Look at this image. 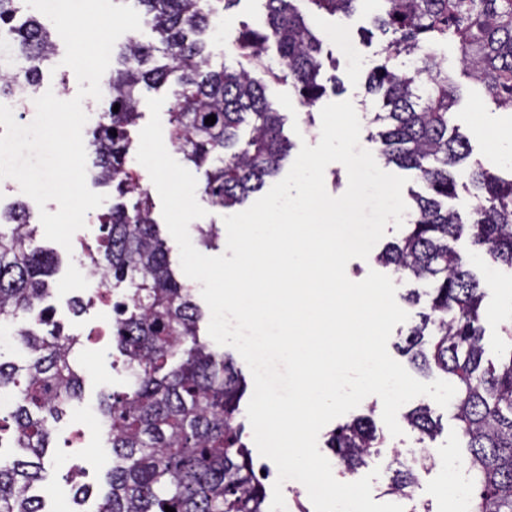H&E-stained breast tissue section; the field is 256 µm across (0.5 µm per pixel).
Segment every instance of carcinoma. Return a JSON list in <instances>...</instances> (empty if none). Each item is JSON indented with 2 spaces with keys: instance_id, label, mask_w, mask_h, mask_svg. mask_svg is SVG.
Returning a JSON list of instances; mask_svg holds the SVG:
<instances>
[{
  "instance_id": "obj_1",
  "label": "carcinoma",
  "mask_w": 512,
  "mask_h": 512,
  "mask_svg": "<svg viewBox=\"0 0 512 512\" xmlns=\"http://www.w3.org/2000/svg\"><path fill=\"white\" fill-rule=\"evenodd\" d=\"M241 0H132L149 19L155 42L131 37L107 80L109 103L92 133L96 179L112 184L118 200L97 216L102 235L84 251V265L100 281L131 288L112 302V335L129 376L126 390L104 392L98 410L111 448L109 491L97 512H267L241 426L236 424L246 381L231 358L212 352L199 336L201 309L171 268L159 239L152 203L139 172L129 165L130 128L143 92L175 82L168 111L171 142L204 169L203 191L215 207L243 204L276 175L292 147L283 118L272 108L256 66L269 42L298 91L312 107L325 93L321 43L304 5L332 16L350 15L364 0H263L266 27L244 28L228 45L230 61L214 65L202 35ZM376 22L389 36L366 90L381 95L386 111L374 121L385 164L419 172L425 192L404 236L376 261L429 284L427 309L407 329L402 353L421 370L437 368L456 388L451 408L465 442L469 512H512V344L499 364L483 365L484 288L456 249L471 246L512 267V179L482 164L469 173L478 204L468 223L444 205L457 195L458 167L468 141L452 126L460 87L439 58L452 40L472 84L499 107L512 110V0H375ZM19 0H0V98H21L40 84L42 67L56 54L50 28L31 15L16 24ZM416 59L405 72L399 56ZM120 105L113 112L114 105ZM216 116L212 125L205 118ZM248 128L247 139L241 138ZM117 135H112V132ZM37 226L21 203L0 212V319L20 313L49 327L18 336L30 359L0 360V391L17 390L0 433L22 456L0 459V512H43L32 494L42 480L52 445L49 420L59 421L80 400L83 377L77 336L66 334L50 311L53 257L38 244ZM422 437L439 423L420 405L402 414ZM383 443L368 416L337 427L327 447L349 471L367 464ZM417 470H394L387 493L408 496Z\"/></svg>"
}]
</instances>
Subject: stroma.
Here are the masks:
<instances>
[{"mask_svg": "<svg viewBox=\"0 0 512 512\" xmlns=\"http://www.w3.org/2000/svg\"><path fill=\"white\" fill-rule=\"evenodd\" d=\"M373 12L370 7L359 8L350 18H339L312 14L311 20L317 35L322 38L321 58L324 77H336L340 80L339 90L327 91L321 105L305 107L296 105V123H285L286 135L301 132L309 145H317L321 129V106L331 102L351 101L362 118L360 144L370 152H377L379 145L373 139L376 126L366 124L368 113L382 109L381 97L365 92V79L376 63L377 53L384 41L382 35H375L372 42H363L362 29L371 27ZM265 10L261 0H240L232 16L227 21H215L209 35V48L215 60H222L224 45L244 26L262 27ZM340 26L348 39L356 46L357 55H347L340 43L326 40L327 30ZM453 123L460 133L470 142L472 153L470 162H482L485 166L496 168L501 176L512 174V111L499 108L490 98L477 95L469 82H462L461 95L454 108ZM100 236L98 223L87 224L76 231L72 237L71 249L54 245L53 250L59 257V270L51 278L52 295L48 300L54 309V318L63 323L66 333L78 335L81 345L77 360L84 372V392L80 401L73 403L61 422L54 426L53 446L45 459V487L51 488L54 495L46 501V512H73L74 491L65 485L60 476L62 472L74 469L79 476L78 483L89 485L93 496L85 504L87 512H94L98 495L106 491L105 473L110 460V450L98 428L84 427L76 429L74 422L87 409L98 406L101 392L123 390L126 375L121 364L115 363L111 355L113 314L110 307L94 304L81 316H73L68 301L73 297H87L88 292L80 286L77 277L78 257L82 246L95 245ZM458 250L467 259L470 267L483 279L487 297L486 328L484 343L486 358L495 362L500 358L508 338L503 331L504 321L501 309L512 303V277L501 274L500 266L485 253L474 251L468 240H460ZM442 418V431L434 439L420 441L419 434L413 429H405L403 436L386 437L385 444L372 465H365L354 472H346L340 464H333L334 477L341 482H353L368 475L372 467H379L380 475L372 481V498L383 502V492L390 481V465L393 459L412 462L418 452H426L429 461L426 471L420 472L415 485L413 499L426 504L429 512H450L457 502L454 486L447 484L445 466L463 456L457 436L456 423L448 409L437 408Z\"/></svg>", "mask_w": 512, "mask_h": 512, "instance_id": "35a3bbf8", "label": "stroma"}]
</instances>
